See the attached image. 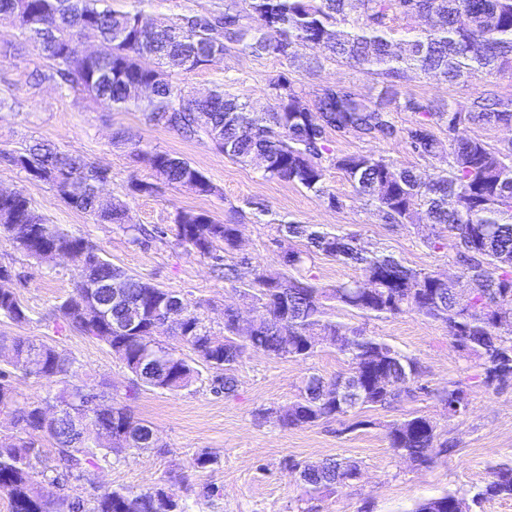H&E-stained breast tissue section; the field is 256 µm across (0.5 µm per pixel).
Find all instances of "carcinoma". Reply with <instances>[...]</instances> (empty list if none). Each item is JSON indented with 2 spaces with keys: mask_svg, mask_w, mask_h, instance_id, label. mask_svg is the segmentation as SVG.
Returning <instances> with one entry per match:
<instances>
[{
  "mask_svg": "<svg viewBox=\"0 0 512 512\" xmlns=\"http://www.w3.org/2000/svg\"><path fill=\"white\" fill-rule=\"evenodd\" d=\"M141 11H119L105 0H0V19L17 30L16 46L38 44L49 70H35L36 81L52 80L63 92H78L113 109H133L149 125L170 129L188 139L207 141L242 166H257L266 177L300 186L338 207L341 201L325 182L324 163L343 172L355 194L375 205L390 224H421L424 243L434 251L448 246V260L471 284L466 301L436 287V274L406 266L381 251L368 252L357 239L340 231L310 225H284L286 239L303 238L305 249H283L289 268L306 270L318 255L353 262L373 287L365 290L351 281L330 290L313 277L288 275L277 280L262 271L245 289L255 305L250 335H240L235 308H224L223 332L206 324L196 306L180 295L158 287L112 264L102 249L83 236L48 224L18 193L0 198V234L11 236L15 224L35 226L34 235L16 243L25 256L41 258L47 248H59L83 263L92 280L123 282L122 299L111 301L78 284L57 306L55 316L84 336L105 341L132 377L128 393L141 387L175 393L199 379L196 361L224 371V394L235 392L233 374L246 349L277 359L309 358L315 346L308 337L330 346L347 358L348 371L327 380L312 373L288 404L276 410L288 428H304L330 420L344 421L358 409L384 408L419 385V361L363 330L326 315L329 300L363 317L379 318L414 310L448 326V337L467 357L478 361L481 383L499 390L512 382V144L492 146L471 136L473 126L512 127V99L479 94L465 110L452 103L438 104L402 92L420 77H436L450 84L464 83L478 71H512V0H224L209 14L187 13L148 30L139 25ZM112 42L103 58L82 53L86 40ZM314 43L322 54L303 59L296 50ZM235 47L256 56L284 61L297 72L322 62L347 63L382 84V99L372 102L345 85L322 87L315 110L302 97L288 74L271 81L274 104L258 115L250 101L211 89L194 99L173 80L164 65L172 56L182 70L205 67L212 58ZM417 116L408 128L396 125L394 113ZM448 129V143L433 132ZM392 141L404 138L428 161L432 172L421 174L372 153L333 155L330 133ZM136 156L165 182L191 186L202 196H218L220 189L188 161L135 144ZM11 165L54 192L68 180L86 185L85 192L66 201L97 224H113L142 244L165 231L148 230L133 221L131 210L115 203L97 166L81 154L36 142L8 156ZM237 225L215 222L207 213L178 210L170 232L175 245L211 261L224 280L238 279L227 257L236 248ZM99 307V321L87 308ZM176 307L185 322L175 338L196 358L188 359L147 337V328L165 310ZM132 311L140 314L137 330L127 329ZM16 323L30 321L15 293L0 288V317ZM35 345L29 338L0 336V350L11 351L13 369L49 386L44 397L22 398L11 372L0 370V414L10 416L15 431L0 438V493L10 512H181L180 499L162 483L138 493L111 489L86 506L78 496L49 498L47 481L84 482L99 462L122 457L154 445L152 428L137 421L126 405L114 400L101 406L98 388L72 370L70 359L55 347L40 344L41 360L26 365ZM356 378L358 389L342 403L336 397L340 382ZM448 418L468 408L465 391L452 383L439 395ZM73 408L56 414L53 427L44 429L42 409L49 405ZM100 434L123 427L130 442L89 446L79 430ZM389 447L418 466L454 452L453 441L441 437L430 417L414 413L388 427ZM303 495L315 499L352 481L358 462L329 459L295 465ZM55 473L51 477L48 472ZM496 497L512 498V463L490 467L484 486L472 497L453 491L415 502L402 512H472V506Z\"/></svg>",
  "mask_w": 512,
  "mask_h": 512,
  "instance_id": "1",
  "label": "carcinoma"
}]
</instances>
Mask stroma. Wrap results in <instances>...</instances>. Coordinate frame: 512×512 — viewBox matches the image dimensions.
<instances>
[{
	"label": "stroma",
	"mask_w": 512,
	"mask_h": 512,
	"mask_svg": "<svg viewBox=\"0 0 512 512\" xmlns=\"http://www.w3.org/2000/svg\"><path fill=\"white\" fill-rule=\"evenodd\" d=\"M223 2L109 0V5L116 10L141 8L160 23L188 12L205 13ZM45 66L30 47L0 58V97L10 103L0 110V187L22 192L39 215L96 243L115 265L197 303L213 330H221L225 306H237L245 313L251 310L243 291L255 270L285 273L280 226L288 222L338 230L355 236L365 249L393 255L406 266L447 274V251L427 248L419 226L385 223L373 206L356 196L341 171L332 167L326 171L327 186L341 201L340 207L333 208L311 192L239 165L208 142L148 125L141 113L108 109L48 82L34 84L33 70ZM285 69V63L276 58L232 48L222 59L178 73L175 79L194 94L220 84L227 93L262 100L270 81ZM293 78L308 105L326 85H346L368 99L381 90L380 83L346 63L326 62L294 73ZM404 90L464 109L474 96L487 90L503 99L512 98V71L480 72L454 85L425 78L405 85ZM118 132L128 136V144H114ZM329 140L337 154H382L404 167L420 172L429 169L428 162L402 139L379 142L334 133ZM137 141L189 160L219 187V195L204 197L190 188L169 185L135 157ZM35 142L79 152L107 168L113 198L127 204L135 222L147 228L170 229L179 209L206 211L219 223L235 220L240 235L233 254L237 281H224L213 272L209 260L174 245L170 238L136 245L115 226L94 223L90 216L67 206L48 184L28 179L7 162L8 154ZM135 182L153 184V193L132 192L130 186ZM0 264L13 268L9 287L30 316L26 323L0 318V336H24L54 346L72 360L79 375L106 380L113 397L125 402L157 436L153 448L100 461L93 482L52 484L48 487L51 494L91 500L113 488L138 493L165 482L179 494L184 512H404L415 500L446 490H476L491 466L512 462V387L498 392L483 387L477 380V363L454 347L446 324L417 312L367 319L337 307L332 316L417 358L424 371L422 390L387 408L360 410L358 417L366 425L354 431L344 430L335 421L289 429L272 416V408L292 400L307 374L329 379L345 372L344 358L334 349L316 348L304 361L248 351L234 371L237 390L229 397L222 389V371L206 367L188 389L169 393L143 387L132 395L128 392L130 375L108 344L65 327L54 315L56 306L80 279L77 262L30 259L10 238L0 236ZM452 382L466 390L469 406L464 414L450 419L438 394ZM415 412L430 416L439 431L454 441L451 456L418 467L394 454L387 427ZM204 448L215 453L218 461L211 468L195 469L193 459ZM326 459L357 461L360 479L335 493L304 498L290 462Z\"/></svg>",
	"instance_id": "35a3bbf8"
}]
</instances>
